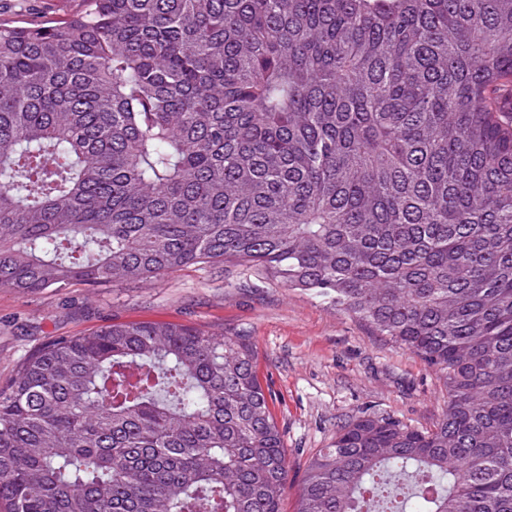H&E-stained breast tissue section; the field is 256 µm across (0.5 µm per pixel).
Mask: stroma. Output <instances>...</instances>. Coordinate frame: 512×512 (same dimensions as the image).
Instances as JSON below:
<instances>
[{"mask_svg":"<svg viewBox=\"0 0 512 512\" xmlns=\"http://www.w3.org/2000/svg\"><path fill=\"white\" fill-rule=\"evenodd\" d=\"M80 6V0H0V21L64 19ZM142 321L251 337L288 450L282 512H293L310 460L342 423L375 413L425 430L446 406L443 377L418 356L328 300L235 264L192 265L143 283L29 293L0 288V385L51 338Z\"/></svg>","mask_w":512,"mask_h":512,"instance_id":"stroma-1","label":"stroma"}]
</instances>
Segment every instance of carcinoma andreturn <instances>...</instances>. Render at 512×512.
<instances>
[{
	"instance_id": "carcinoma-1",
	"label": "carcinoma",
	"mask_w": 512,
	"mask_h": 512,
	"mask_svg": "<svg viewBox=\"0 0 512 512\" xmlns=\"http://www.w3.org/2000/svg\"><path fill=\"white\" fill-rule=\"evenodd\" d=\"M249 265L443 372L296 512H512V0H82L0 22V287ZM250 337L111 324L0 386V512H281Z\"/></svg>"
}]
</instances>
